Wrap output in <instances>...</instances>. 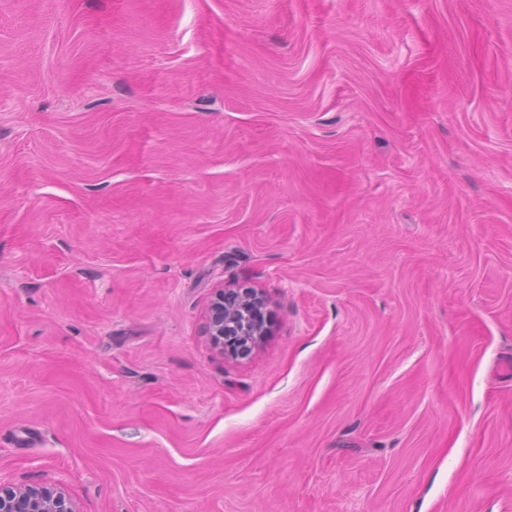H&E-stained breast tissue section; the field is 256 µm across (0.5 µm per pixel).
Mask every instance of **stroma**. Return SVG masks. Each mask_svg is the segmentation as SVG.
Returning a JSON list of instances; mask_svg holds the SVG:
<instances>
[{"label":"stroma","mask_w":512,"mask_h":512,"mask_svg":"<svg viewBox=\"0 0 512 512\" xmlns=\"http://www.w3.org/2000/svg\"><path fill=\"white\" fill-rule=\"evenodd\" d=\"M510 361L512 0H0L1 483L512 512ZM271 319V303L262 291L220 287L216 288L209 307L207 335L224 358L245 359L265 344L271 332Z\"/></svg>","instance_id":"stroma-1"}]
</instances>
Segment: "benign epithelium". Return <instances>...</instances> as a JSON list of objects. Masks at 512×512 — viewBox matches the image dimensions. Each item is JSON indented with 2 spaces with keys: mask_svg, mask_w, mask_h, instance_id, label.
<instances>
[{
  "mask_svg": "<svg viewBox=\"0 0 512 512\" xmlns=\"http://www.w3.org/2000/svg\"><path fill=\"white\" fill-rule=\"evenodd\" d=\"M268 297L251 287L215 290L207 318V335L226 359H245L258 351L271 332ZM0 512H81L58 484H0Z\"/></svg>",
  "mask_w": 512,
  "mask_h": 512,
  "instance_id": "7a95c632",
  "label": "benign epithelium"
}]
</instances>
